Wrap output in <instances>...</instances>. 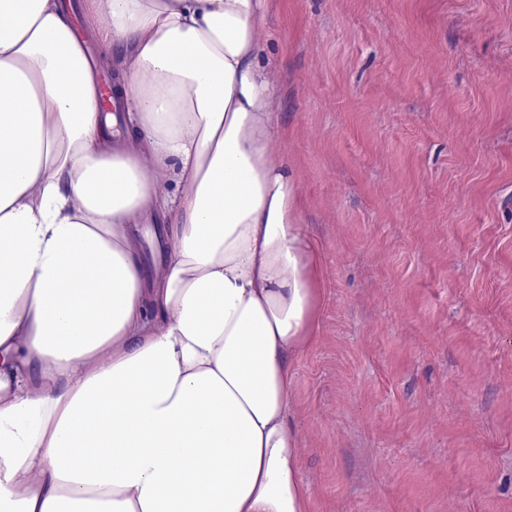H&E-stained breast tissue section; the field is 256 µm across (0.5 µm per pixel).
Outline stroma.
<instances>
[{"instance_id": "35a3bbf8", "label": "stroma", "mask_w": 512, "mask_h": 512, "mask_svg": "<svg viewBox=\"0 0 512 512\" xmlns=\"http://www.w3.org/2000/svg\"><path fill=\"white\" fill-rule=\"evenodd\" d=\"M321 268L308 512H512V0H270Z\"/></svg>"}]
</instances>
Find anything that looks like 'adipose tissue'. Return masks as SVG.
I'll return each mask as SVG.
<instances>
[{"label": "adipose tissue", "instance_id": "ef3b65f1", "mask_svg": "<svg viewBox=\"0 0 512 512\" xmlns=\"http://www.w3.org/2000/svg\"><path fill=\"white\" fill-rule=\"evenodd\" d=\"M266 5L86 0L102 112L63 0H0V512H308ZM64 2H69L73 5L74 10L76 11V15L74 16V21L76 22V19H78L80 21L82 29H83V33L87 29V33L90 38L85 40V43H86L87 50L90 53L91 58L93 59L94 63L97 64L98 61L105 60V59L109 60L112 63V65L106 64V65L102 66L100 69H98L97 70L98 74H101L100 76H102L103 68H112V72L114 74V72L116 70V65H117L116 56L114 55V53L112 55V47L104 45L98 39L92 38L90 36L89 31H88L87 19L80 7V5L83 1L82 0H65ZM91 47L94 48V53L92 52Z\"/></svg>", "mask_w": 512, "mask_h": 512}]
</instances>
